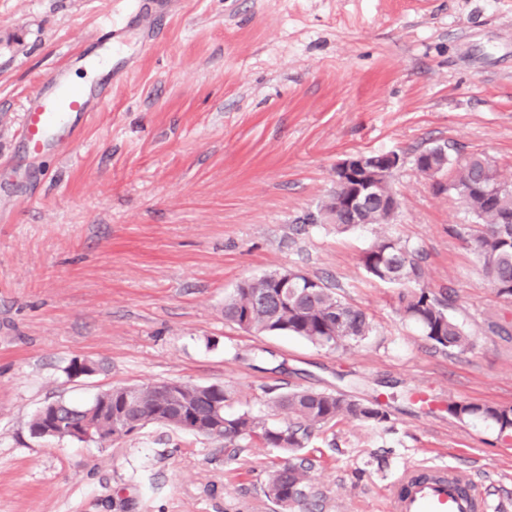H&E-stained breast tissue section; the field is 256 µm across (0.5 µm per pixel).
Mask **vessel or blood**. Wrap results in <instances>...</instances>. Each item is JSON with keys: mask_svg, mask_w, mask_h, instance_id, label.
<instances>
[{"mask_svg": "<svg viewBox=\"0 0 512 512\" xmlns=\"http://www.w3.org/2000/svg\"><path fill=\"white\" fill-rule=\"evenodd\" d=\"M173 0H131L126 17L109 28L113 45L123 42L131 23H139L143 43H151L153 15L168 11ZM110 100L108 83L85 91L69 89L66 67L55 69L39 86L23 114L17 141L21 152L33 155L47 147H62L89 113ZM388 512H489L490 504L474 480L453 469L419 463L403 471L387 489Z\"/></svg>", "mask_w": 512, "mask_h": 512, "instance_id": "vessel-or-blood-1", "label": "vessel or blood"}]
</instances>
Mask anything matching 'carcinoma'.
I'll list each match as a JSON object with an SVG mask.
<instances>
[{"mask_svg":"<svg viewBox=\"0 0 512 512\" xmlns=\"http://www.w3.org/2000/svg\"><path fill=\"white\" fill-rule=\"evenodd\" d=\"M448 164V192L459 197L475 223L469 225L468 236L483 263L485 277L504 299L512 298V183L500 180L497 169L489 160L476 153L465 156L433 158L419 153L415 165L425 174L431 166ZM394 174L384 177L380 194L368 201L363 214L366 224L389 223L387 206L381 197L391 196ZM493 181L504 190L490 196L482 189ZM345 186L336 183V190L309 217L311 224H334L338 229L351 227L349 213L342 206ZM362 264L371 277L398 289V311L408 322L417 326L423 336L443 350L465 352L472 346L470 334L463 323L452 317L448 309L453 297H439L425 282L426 269L420 251L398 240L378 241ZM265 295L270 303H255ZM279 295L273 287L272 274L241 280L224 300V320L256 334H284L302 338L314 345L337 349L357 344L372 332L370 317L360 308L344 301L327 282L308 275L302 284L288 291V302H275ZM137 406L124 409V393L106 391L96 397L101 403L112 399V412L124 411V417L134 420L140 416L149 421L185 434L216 437L224 447L248 448L262 445L277 448L285 454L284 461L266 473L263 492L278 505L281 512H315L318 507L309 473L311 459L302 455L315 432L332 426L342 417L351 416L368 424L388 421L387 413L376 403L352 400L340 393L293 388L267 402L271 414L285 413L288 424L280 425L249 411L229 413L227 402L232 395L221 385L180 384L176 395L167 399L152 385H136ZM56 419L71 423L88 421L93 433L114 439L125 436L117 419L99 418L88 405L57 401ZM448 413L459 420L480 418L493 421L502 433L512 431V407L480 404L448 405ZM224 422L217 435L205 430L215 420Z\"/></svg>","mask_w":512,"mask_h":512,"instance_id":"cac0c4a2","label":"carcinoma"}]
</instances>
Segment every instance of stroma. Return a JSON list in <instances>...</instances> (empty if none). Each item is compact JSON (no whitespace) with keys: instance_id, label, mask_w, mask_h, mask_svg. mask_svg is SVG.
Listing matches in <instances>:
<instances>
[{"instance_id":"1","label":"stroma","mask_w":512,"mask_h":512,"mask_svg":"<svg viewBox=\"0 0 512 512\" xmlns=\"http://www.w3.org/2000/svg\"><path fill=\"white\" fill-rule=\"evenodd\" d=\"M119 8L0 0V512H279L273 448L156 424L86 443L29 430L55 400L168 381L224 385L230 411L259 415L296 387L381 404L389 422L344 417L304 449L319 512H386V486L426 458L512 512V437L448 413L512 406V300L483 275L472 214L414 165L444 144L512 175V0H176L75 141L17 151L28 98ZM389 151L393 221L305 224L339 161ZM385 237L421 250L470 350L436 348L366 273ZM283 268L363 309L370 336L330 349L225 321L239 281ZM75 360L95 372L69 377Z\"/></svg>"}]
</instances>
